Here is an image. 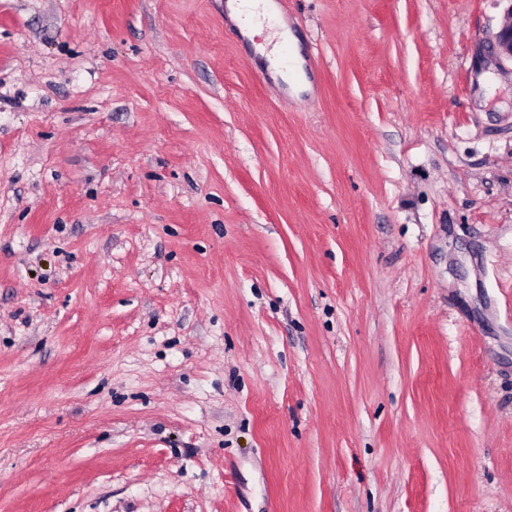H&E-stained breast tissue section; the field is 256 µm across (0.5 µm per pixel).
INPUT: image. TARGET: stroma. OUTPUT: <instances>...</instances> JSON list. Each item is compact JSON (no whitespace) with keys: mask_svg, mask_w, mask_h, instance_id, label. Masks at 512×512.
Returning <instances> with one entry per match:
<instances>
[{"mask_svg":"<svg viewBox=\"0 0 512 512\" xmlns=\"http://www.w3.org/2000/svg\"><path fill=\"white\" fill-rule=\"evenodd\" d=\"M0 0V512H512L505 0ZM228 17L237 24L242 35L252 39L262 28L268 5L260 0H227Z\"/></svg>","mask_w":512,"mask_h":512,"instance_id":"35a3bbf8","label":"stroma"}]
</instances>
